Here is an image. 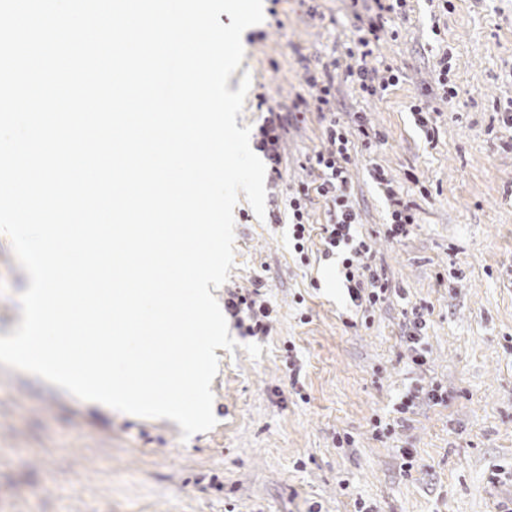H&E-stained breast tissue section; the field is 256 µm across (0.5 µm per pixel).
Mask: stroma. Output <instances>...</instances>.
I'll list each match as a JSON object with an SVG mask.
<instances>
[{"mask_svg": "<svg viewBox=\"0 0 512 512\" xmlns=\"http://www.w3.org/2000/svg\"><path fill=\"white\" fill-rule=\"evenodd\" d=\"M367 0H263L228 80L251 86L238 127L260 138L266 109L284 113L278 173H266L259 220L234 208V265L218 302L261 282L272 311L264 336L228 318L234 351L218 349L217 424L182 440L180 426L79 400L40 377L0 365V512H499L512 502V0H406L373 54L360 57ZM449 56L456 95L441 102L436 67ZM365 63L399 78L370 95L345 82ZM332 85L339 113H360L381 142L355 147L352 200L376 262L394 289L364 324L336 264L321 253L326 206L313 199L306 254L294 252L284 206L313 178L324 149L318 97ZM431 112L426 141L412 105ZM381 165L414 204L418 224L384 235ZM26 281L0 234V336L22 319ZM425 307L426 362L415 365L404 314ZM410 421L376 438L407 389ZM352 444L338 446L342 436ZM413 468H402V449Z\"/></svg>", "mask_w": 512, "mask_h": 512, "instance_id": "stroma-1", "label": "stroma"}]
</instances>
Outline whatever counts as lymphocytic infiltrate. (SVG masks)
Listing matches in <instances>:
<instances>
[{"label":"lymphocytic infiltrate","mask_w":512,"mask_h":512,"mask_svg":"<svg viewBox=\"0 0 512 512\" xmlns=\"http://www.w3.org/2000/svg\"><path fill=\"white\" fill-rule=\"evenodd\" d=\"M355 132L364 136L368 130L362 124L353 130L337 119H329L325 127L329 147L314 156L316 177L312 185L304 186L288 203L292 214L290 235L294 250L303 251L310 237L307 203L310 197L322 198L329 214L320 234L322 253L337 258L338 278L350 303L357 308L373 309L385 303L391 286L382 268L373 261L370 242L358 229V215L351 200L349 145ZM373 177L391 207L387 237L396 241L407 237L416 221L412 206L403 199L393 179L388 178L381 167H374Z\"/></svg>","instance_id":"1"}]
</instances>
